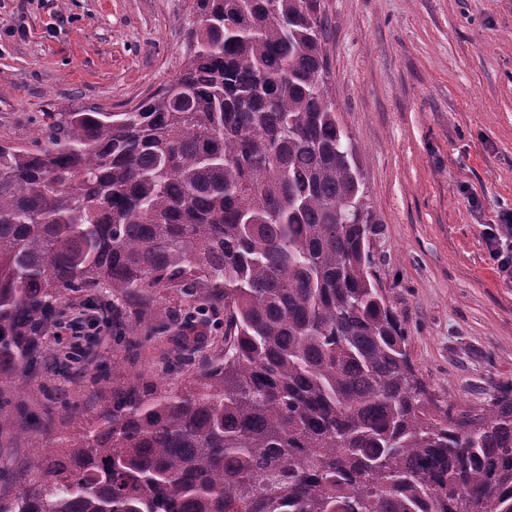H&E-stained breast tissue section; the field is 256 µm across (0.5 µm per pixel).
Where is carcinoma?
<instances>
[{"label": "carcinoma", "instance_id": "obj_1", "mask_svg": "<svg viewBox=\"0 0 512 512\" xmlns=\"http://www.w3.org/2000/svg\"><path fill=\"white\" fill-rule=\"evenodd\" d=\"M189 58L126 112H52L0 145V401L41 380L60 308L161 291L224 306V354L172 390L27 419L0 512H512V389L437 404L370 272L321 0H197ZM73 425L53 435L54 419Z\"/></svg>", "mask_w": 512, "mask_h": 512}]
</instances>
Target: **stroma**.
<instances>
[{
  "label": "stroma",
  "instance_id": "obj_1",
  "mask_svg": "<svg viewBox=\"0 0 512 512\" xmlns=\"http://www.w3.org/2000/svg\"><path fill=\"white\" fill-rule=\"evenodd\" d=\"M326 82L357 146L371 270L417 376L443 404L481 407L512 387V279L485 225L512 212V0H322ZM196 0H0V144L33 146L47 113L123 112L184 66ZM127 354L111 330L51 336L45 379L9 393L20 421L51 398L104 401L135 379L180 387L224 351V310L184 319ZM120 369H113V359ZM31 456L0 440V493Z\"/></svg>",
  "mask_w": 512,
  "mask_h": 512
}]
</instances>
